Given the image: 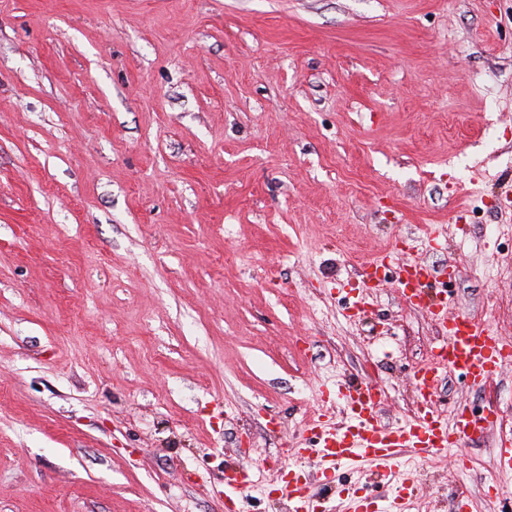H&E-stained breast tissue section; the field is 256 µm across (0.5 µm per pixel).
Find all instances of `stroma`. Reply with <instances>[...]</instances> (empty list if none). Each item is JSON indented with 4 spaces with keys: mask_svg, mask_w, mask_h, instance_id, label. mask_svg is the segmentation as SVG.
<instances>
[{
    "mask_svg": "<svg viewBox=\"0 0 512 512\" xmlns=\"http://www.w3.org/2000/svg\"><path fill=\"white\" fill-rule=\"evenodd\" d=\"M505 268L512 0H0V512H224L240 465L285 512L319 389L410 419L429 304L512 338ZM437 403L512 420V366ZM502 437L414 462L413 512H491Z\"/></svg>",
    "mask_w": 512,
    "mask_h": 512,
    "instance_id": "stroma-1",
    "label": "stroma"
}]
</instances>
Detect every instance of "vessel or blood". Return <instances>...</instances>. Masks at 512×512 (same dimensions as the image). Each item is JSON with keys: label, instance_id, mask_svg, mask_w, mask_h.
<instances>
[{"label": "vessel or blood", "instance_id": "b4317fda", "mask_svg": "<svg viewBox=\"0 0 512 512\" xmlns=\"http://www.w3.org/2000/svg\"><path fill=\"white\" fill-rule=\"evenodd\" d=\"M430 314L442 336L441 356L437 362L416 369L413 382L419 395L414 417L401 424L385 425L378 418L384 398L375 383H348L337 391L320 392L319 398L330 401L341 396L349 410L350 421L336 426L328 411H321L312 426L316 431L315 448L292 449L289 462L296 463L316 457L322 477L332 479L339 468L359 471L374 466L381 479H393L403 456L427 459L438 452L458 446L462 440L477 441L489 434L497 424L494 412L474 413L467 405H457L451 419H442L433 395L444 373H463L473 386L490 385L507 365L506 355L512 353V340L497 336L486 325L473 323L470 317L449 316L446 307L431 308ZM466 464L465 454L456 456ZM253 473L241 466L224 476L225 512H237L244 490L250 487ZM280 491L290 502V512H313L311 489L306 481L290 477L282 482Z\"/></svg>", "mask_w": 512, "mask_h": 512}]
</instances>
